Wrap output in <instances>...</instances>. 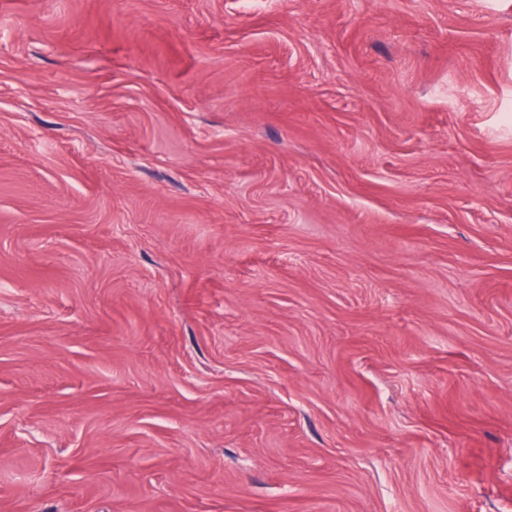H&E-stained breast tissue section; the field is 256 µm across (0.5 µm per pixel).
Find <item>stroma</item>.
<instances>
[{
  "instance_id": "stroma-1",
  "label": "stroma",
  "mask_w": 512,
  "mask_h": 512,
  "mask_svg": "<svg viewBox=\"0 0 512 512\" xmlns=\"http://www.w3.org/2000/svg\"><path fill=\"white\" fill-rule=\"evenodd\" d=\"M0 512H512V0H0Z\"/></svg>"
}]
</instances>
